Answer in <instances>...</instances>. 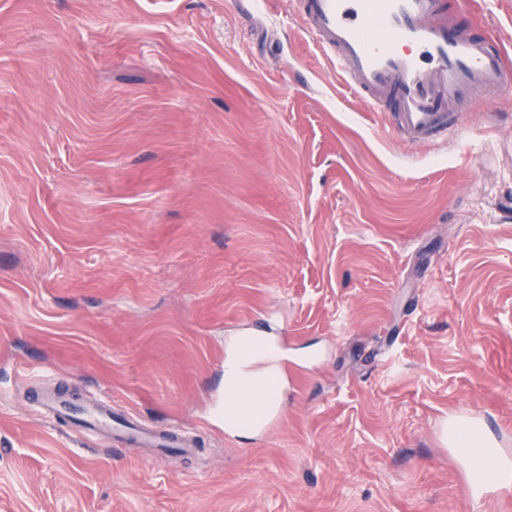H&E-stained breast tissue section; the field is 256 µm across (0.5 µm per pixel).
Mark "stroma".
<instances>
[{
    "label": "stroma",
    "mask_w": 512,
    "mask_h": 512,
    "mask_svg": "<svg viewBox=\"0 0 512 512\" xmlns=\"http://www.w3.org/2000/svg\"><path fill=\"white\" fill-rule=\"evenodd\" d=\"M501 43L512 0H442ZM291 0H0V512H512V90L412 148ZM288 389L224 426L230 337ZM104 397L188 456L79 434ZM456 447L466 460V472L472 481L486 483L498 477L499 485H509L512 475L500 473L496 466L495 448L480 432L459 426L455 435Z\"/></svg>",
    "instance_id": "1"
}]
</instances>
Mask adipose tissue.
<instances>
[{"instance_id":"ef3b65f1","label":"adipose tissue","mask_w":512,"mask_h":512,"mask_svg":"<svg viewBox=\"0 0 512 512\" xmlns=\"http://www.w3.org/2000/svg\"><path fill=\"white\" fill-rule=\"evenodd\" d=\"M282 353L278 345L253 336L232 338L224 360V421L239 435H257L260 424L248 417L258 401L278 405L282 392L275 386L282 376ZM455 444L466 460L470 480L498 484L512 483V475L499 472L495 450L481 433L458 427Z\"/></svg>"}]
</instances>
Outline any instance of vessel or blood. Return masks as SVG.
<instances>
[{
    "mask_svg": "<svg viewBox=\"0 0 512 512\" xmlns=\"http://www.w3.org/2000/svg\"><path fill=\"white\" fill-rule=\"evenodd\" d=\"M304 29L336 66L345 87L388 113L387 136L412 147L454 138L464 106L477 94L512 84L501 56L483 38L444 16L440 0H295ZM88 432L111 429L112 405L83 409ZM118 441L158 448L184 446L176 434L132 420Z\"/></svg>",
    "mask_w": 512,
    "mask_h": 512,
    "instance_id": "obj_1",
    "label": "vessel or blood"
}]
</instances>
